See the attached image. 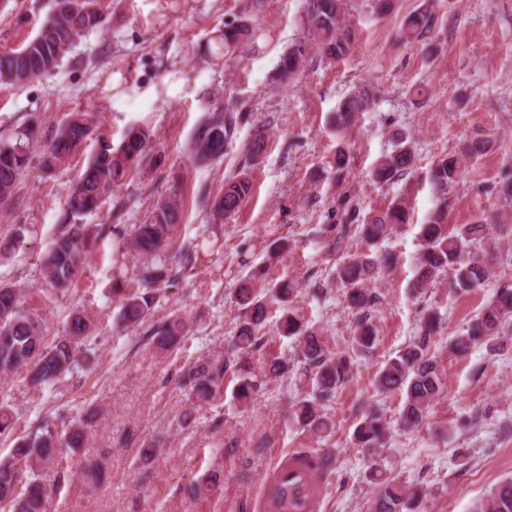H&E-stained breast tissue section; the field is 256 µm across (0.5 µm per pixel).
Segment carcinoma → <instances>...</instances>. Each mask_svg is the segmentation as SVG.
<instances>
[{"mask_svg":"<svg viewBox=\"0 0 512 512\" xmlns=\"http://www.w3.org/2000/svg\"><path fill=\"white\" fill-rule=\"evenodd\" d=\"M345 0H304L303 20L308 37L300 40L279 58V79L288 82L301 71L310 54L327 60L346 57L353 44L354 33L344 18ZM101 0H52L41 23L45 33L36 34L19 49L0 53V84L19 86L57 69L66 53L77 40L107 24ZM436 24L435 12L423 8L404 19L403 35L409 42L424 38ZM257 29L246 23H226L220 38L214 41L211 54L222 58L232 56L238 44L255 40ZM370 94L362 90L344 102L334 117L336 126L345 127L354 116L365 110ZM253 113L233 103L222 110H213L201 124L193 142V154L198 159H217L224 155L235 136L237 127L252 121ZM94 131L93 113L72 112L61 125L44 151L43 165L53 169L70 158L72 153L91 138ZM36 129L22 128L14 135L0 139V204L12 196L17 181L29 163L30 147ZM265 143V125L257 124L254 139L247 154L250 161L259 159ZM151 134L139 126L131 127L118 146L100 143L85 168L75 177L61 223L41 264L43 279L54 290H67L74 285L81 258L104 233L102 224H81L76 219L97 212L112 195L124 187L141 165L156 160L152 155ZM414 154L408 137L398 133L390 153L383 156L372 172L379 183L393 182L410 173ZM459 159L451 156L440 159L430 172L437 191L445 196L448 186L456 181ZM252 189L250 181L237 178L224 184V193L212 204L219 217L235 212ZM180 211L170 199L154 205L148 221L128 229L112 227L115 235L131 240L137 255L143 258L134 281H128L129 269L118 259L112 262V297L119 301L121 322L140 325L153 315L160 300L171 288L178 287L180 272L190 265L198 249L214 245L208 236H199L191 248L178 257L174 267L167 248L176 235ZM409 221V208L403 199H395L380 214L368 215L360 228L362 239L375 244L384 239L396 224ZM487 234L483 223L463 224L450 232L436 211L421 225V250L415 265L412 290L418 296L433 287L442 274H448L449 285L455 291L477 292L490 276L491 265L487 251L476 246ZM390 265L387 254L349 253L336 267L334 285L344 291L346 301L357 311L358 319L352 336V349L365 354L376 346L375 330L370 322V308L376 296L368 288L376 275ZM300 292L295 280L283 278L269 283L258 292L244 283L237 290L241 308L240 322L224 350V359L199 357L182 370V381L200 401L217 397L224 380L230 374L236 379L234 399L245 406L271 378L284 377L295 366L302 367L301 375L311 383L312 391L291 405L296 422L303 428L325 433L332 427L324 413L352 371V357L331 352L319 332L302 321L293 309L294 298ZM275 304L281 311L278 331L295 340L299 360L295 363L278 358L266 368L253 372L242 363V356L262 343L267 309ZM512 316V288L497 289L494 298L467 324L465 331L455 337L454 348L465 352L481 344L496 349V339L502 325ZM436 317L426 315L421 320L420 334L405 347L396 351L379 368L376 388L381 392L399 391L404 403L399 425L405 430L420 427L428 416L430 405L443 387L441 373L432 353L436 332ZM187 322L177 314L154 322L148 336L149 344L159 353L172 354L184 338ZM92 322L82 310H75L64 333L53 338L39 315L23 306L21 293L9 284H0V373L9 374L24 369L36 386L52 384L68 375L84 371L91 350L89 338ZM386 438L384 418L376 410L365 414L353 430L354 444L374 452ZM84 444L83 424L79 419L60 423L45 419L26 436L17 439L8 457L0 460V503L11 505L12 512H45L46 492L37 483L40 471L58 466L67 453L81 454ZM375 483L372 512H414L416 493L399 483L382 478L375 468L370 473ZM474 512H512V479L493 488L475 506Z\"/></svg>","mask_w":512,"mask_h":512,"instance_id":"1","label":"carcinoma"}]
</instances>
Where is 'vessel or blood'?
I'll list each match as a JSON object with an SVG mask.
<instances>
[{"label":"vessel or blood","mask_w":512,"mask_h":512,"mask_svg":"<svg viewBox=\"0 0 512 512\" xmlns=\"http://www.w3.org/2000/svg\"><path fill=\"white\" fill-rule=\"evenodd\" d=\"M321 465L309 452L299 451L280 459L263 484V512H315L323 494Z\"/></svg>","instance_id":"vessel-or-blood-1"}]
</instances>
